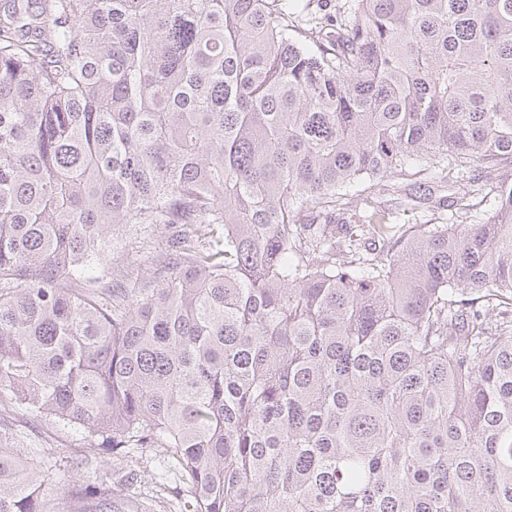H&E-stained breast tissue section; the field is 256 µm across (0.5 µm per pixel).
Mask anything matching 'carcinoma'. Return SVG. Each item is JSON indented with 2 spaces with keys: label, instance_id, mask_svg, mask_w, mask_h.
<instances>
[{
  "label": "carcinoma",
  "instance_id": "obj_1",
  "mask_svg": "<svg viewBox=\"0 0 512 512\" xmlns=\"http://www.w3.org/2000/svg\"><path fill=\"white\" fill-rule=\"evenodd\" d=\"M310 5L0 0V403L163 455L181 512H512V0ZM414 159L486 220L346 193ZM136 482L0 444V512ZM141 226H137V224H130L129 226H127L126 228H123V231H121L120 233L123 234V237H127V243L130 241V245L131 243H133V245H131L133 247V249H131V246L129 247V254L128 255H124L123 256V264H121V266H119V268H122V271L124 272V274H131L133 276L136 275V272H137V269H138V265H139V262H140V255L142 254L143 251H146L147 249L145 250H141L140 252H135L137 250H140V249H136V245L138 246H141L143 244H134V241H143V239L145 238V243L146 241H151V243H148L149 245L151 246H154V245H157L158 241L160 240H156V239H149V237H152L153 235V232H151L150 228H145V229H140ZM123 265V266H122Z\"/></svg>",
  "mask_w": 512,
  "mask_h": 512
}]
</instances>
